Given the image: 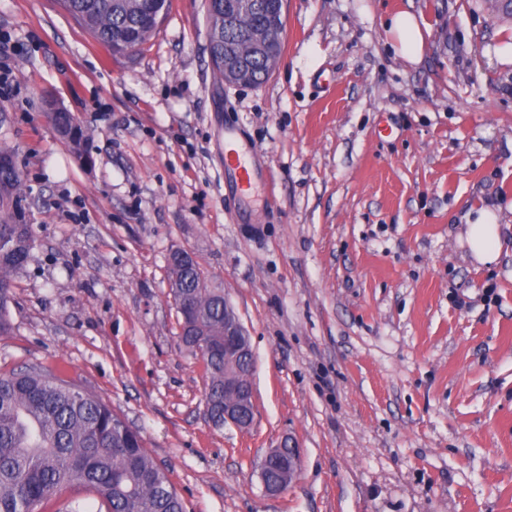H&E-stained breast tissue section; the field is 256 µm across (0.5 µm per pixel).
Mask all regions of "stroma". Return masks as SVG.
I'll list each match as a JSON object with an SVG mask.
<instances>
[{"mask_svg": "<svg viewBox=\"0 0 512 512\" xmlns=\"http://www.w3.org/2000/svg\"><path fill=\"white\" fill-rule=\"evenodd\" d=\"M399 10L430 24L419 63L391 47ZM284 16L277 69L238 88L213 69L206 0H171L116 56L58 0H0L16 76L0 151L34 239L0 370L109 402L186 512H512V17L486 0H285ZM484 206L489 265L465 242ZM176 249L250 336L248 430L209 420L204 364L178 344ZM284 436L301 466L270 497L258 464ZM49 114L58 131L70 142L79 157L83 159L87 155L85 149L87 139L84 131L80 127L75 129L69 112H49ZM471 216L466 235L473 258L480 264L495 262L500 253L498 216L488 208L478 210L473 221Z\"/></svg>", "mask_w": 512, "mask_h": 512, "instance_id": "1", "label": "stroma"}]
</instances>
